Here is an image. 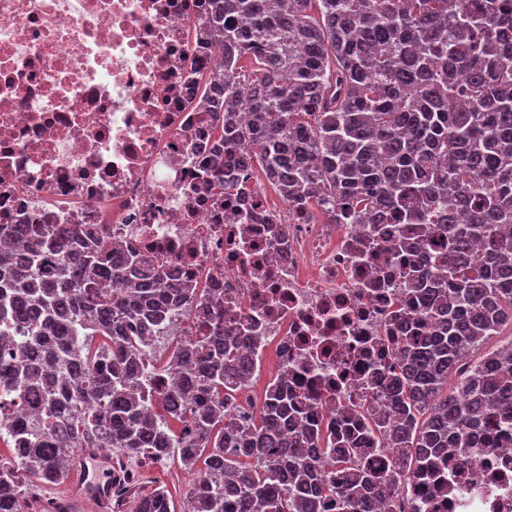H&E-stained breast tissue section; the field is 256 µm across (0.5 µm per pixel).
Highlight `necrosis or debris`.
Instances as JSON below:
<instances>
[{"instance_id": "necrosis-or-debris-1", "label": "necrosis or debris", "mask_w": 512, "mask_h": 512, "mask_svg": "<svg viewBox=\"0 0 512 512\" xmlns=\"http://www.w3.org/2000/svg\"><path fill=\"white\" fill-rule=\"evenodd\" d=\"M203 20L202 0H0V223L111 236L195 288L173 346L198 336L197 309H222L257 373L306 397L300 424L368 426L377 370L435 329L410 317L421 253L396 251V224L316 221L250 169L228 193L201 182L225 151L219 113L188 107L224 53ZM392 512H512V437L452 449Z\"/></svg>"}]
</instances>
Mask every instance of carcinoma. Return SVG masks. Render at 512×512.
I'll return each instance as SVG.
<instances>
[{
  "mask_svg": "<svg viewBox=\"0 0 512 512\" xmlns=\"http://www.w3.org/2000/svg\"><path fill=\"white\" fill-rule=\"evenodd\" d=\"M206 30L224 59L200 73L196 107L224 113V141L242 166H254L249 144L260 140V173L285 199L307 206L320 193L350 224L382 213L423 243L417 311L437 329L408 337L402 368L383 384L401 414L385 430L397 476L361 468V439L284 433L302 401L279 382L252 427L236 425L224 391L245 385L254 363L219 312L202 311L201 335L173 353L175 386L149 402L141 344L190 289L77 224L0 223L1 237L20 242L0 248V321L28 336L0 367V386L20 388L32 407L9 434L23 463L0 464V512H24L14 499L23 477L64 482L66 451L100 432L122 458L202 463L183 512H322L325 501L381 512L400 481L453 448L478 447L488 416L512 433V352L466 364L512 323V0H209ZM244 107L246 123L236 117ZM206 181L234 186L218 164ZM187 410L184 435L171 422ZM320 446L349 449L327 483ZM136 512L175 507L156 489Z\"/></svg>",
  "mask_w": 512,
  "mask_h": 512,
  "instance_id": "1",
  "label": "carcinoma"
}]
</instances>
